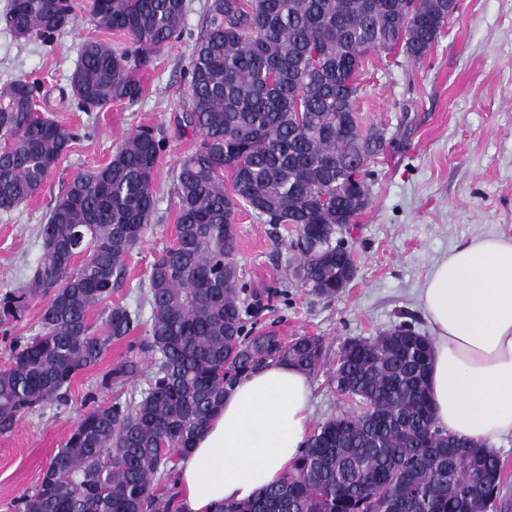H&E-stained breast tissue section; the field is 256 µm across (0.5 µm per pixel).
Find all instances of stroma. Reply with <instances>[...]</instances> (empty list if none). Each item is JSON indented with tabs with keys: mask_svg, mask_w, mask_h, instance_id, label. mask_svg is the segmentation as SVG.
<instances>
[{
	"mask_svg": "<svg viewBox=\"0 0 512 512\" xmlns=\"http://www.w3.org/2000/svg\"><path fill=\"white\" fill-rule=\"evenodd\" d=\"M187 2V35L155 57L142 77L140 99L99 112L78 109L68 77L84 41L99 39L119 50L128 46L127 37L82 15L50 50L34 38L16 40L0 23V92L18 79L40 81L41 115L77 135L30 201L0 210V294L28 285L43 259L40 226L65 185L107 163L138 127L152 126L167 143L154 178L155 219L110 299L136 307L155 255L175 240L171 173L196 142L176 118L187 99L185 70L206 0ZM458 5L424 60L411 62L398 51L373 56L358 77L361 124L382 133L384 145L369 165L371 202L345 235L357 266L347 288L332 299L312 296L289 277L295 256L285 242L292 225L262 223L245 209L238 214L237 262L245 281L263 293L259 322H277L289 338L324 341V364L310 375L313 423L357 409L330 382L345 340L401 323L430 333L419 291L434 264L472 237H512V0ZM127 346L113 342L94 368L79 374L65 405L29 414L0 434V512H12V502L34 489L88 409L86 396L97 378L125 357Z\"/></svg>",
	"mask_w": 512,
	"mask_h": 512,
	"instance_id": "1",
	"label": "stroma"
}]
</instances>
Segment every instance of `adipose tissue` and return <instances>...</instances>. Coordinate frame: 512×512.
Wrapping results in <instances>:
<instances>
[{"label":"adipose tissue","instance_id":"1","mask_svg":"<svg viewBox=\"0 0 512 512\" xmlns=\"http://www.w3.org/2000/svg\"><path fill=\"white\" fill-rule=\"evenodd\" d=\"M432 330L435 422L487 446L512 434V238L477 236L421 291ZM310 379L273 365L240 380L179 465L182 512H222L278 483L305 447Z\"/></svg>","mask_w":512,"mask_h":512}]
</instances>
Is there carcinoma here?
<instances>
[{
  "label": "carcinoma",
  "mask_w": 512,
  "mask_h": 512,
  "mask_svg": "<svg viewBox=\"0 0 512 512\" xmlns=\"http://www.w3.org/2000/svg\"><path fill=\"white\" fill-rule=\"evenodd\" d=\"M186 9V0H9L0 18L14 38L35 36L46 46L81 11L125 35L130 48L122 53L84 42L69 78L78 108L102 109L140 97L139 73L182 38ZM456 10L450 0H208L186 70L188 105L177 118L197 135L173 169L177 245L155 257L141 306L102 307L100 333L89 321L153 221L166 140L152 127L70 180L41 225L44 258L33 288L0 296L6 334L36 291L50 294L36 334L13 339L0 369V433L63 404L73 378L97 365L112 340L146 325L97 380L91 406L14 512H179V459L228 389L270 364L308 373L321 366V337L288 340L275 324L258 325L260 292L235 259L238 213L294 225L291 277L336 297L342 269L354 266L336 234L369 206L368 165L383 144L359 125L357 77L373 53L398 48L423 60ZM3 96L7 211L41 190L77 135L40 115L37 83L17 80ZM432 350L430 337L406 324L346 340L331 384L369 410L318 424L278 484L224 512H512L498 453L435 424ZM146 354L140 398L95 401V393L140 377Z\"/></svg>",
  "instance_id": "1"
}]
</instances>
